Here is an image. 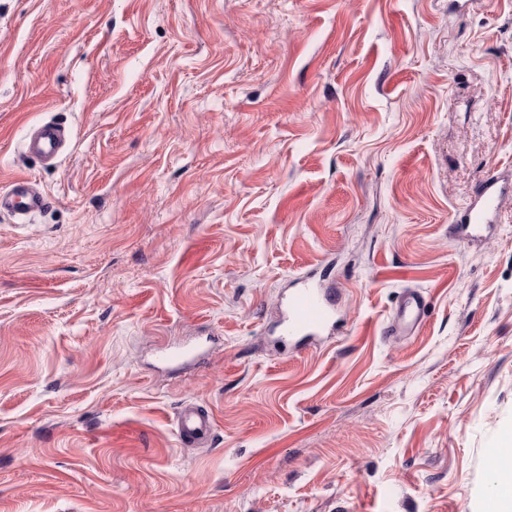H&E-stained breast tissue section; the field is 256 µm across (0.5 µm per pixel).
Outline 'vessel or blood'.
I'll return each mask as SVG.
<instances>
[{
  "label": "vessel or blood",
  "instance_id": "vessel-or-blood-1",
  "mask_svg": "<svg viewBox=\"0 0 512 512\" xmlns=\"http://www.w3.org/2000/svg\"><path fill=\"white\" fill-rule=\"evenodd\" d=\"M66 143V129L49 122L31 130L25 144L26 152L40 162L55 159ZM506 187L500 177L487 176L476 190L473 201L457 212L456 223L475 230L493 223L498 215L500 199ZM52 202L39 183L24 175L15 176L0 190V211L27 219L48 208ZM426 315V301L421 292H407L396 316L387 328L388 335L402 336L418 326ZM338 324L334 289L325 287L312 277L303 278L297 288L284 295L274 331L283 343H297L333 332ZM177 433L182 444L195 446L209 441L214 420L206 410L186 406L177 420Z\"/></svg>",
  "mask_w": 512,
  "mask_h": 512
}]
</instances>
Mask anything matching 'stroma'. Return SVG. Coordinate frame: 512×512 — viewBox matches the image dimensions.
Returning <instances> with one entry per match:
<instances>
[{
  "instance_id": "1",
  "label": "stroma",
  "mask_w": 512,
  "mask_h": 512,
  "mask_svg": "<svg viewBox=\"0 0 512 512\" xmlns=\"http://www.w3.org/2000/svg\"><path fill=\"white\" fill-rule=\"evenodd\" d=\"M71 133L52 166L35 125ZM512 0H0V512H483L512 427ZM333 281L282 350L279 293ZM431 300L407 336L406 290ZM208 350L158 363L163 346ZM214 419L181 444L183 405ZM51 202V196L39 183L26 175L15 176L0 191V211L11 213L22 220L48 208ZM507 190L500 177L488 175L477 188L473 201L457 212L455 224H463L466 233L492 224L498 215L500 199ZM324 280L303 278L284 295L273 331L284 344L298 343L333 332L338 324L336 292Z\"/></svg>"
}]
</instances>
